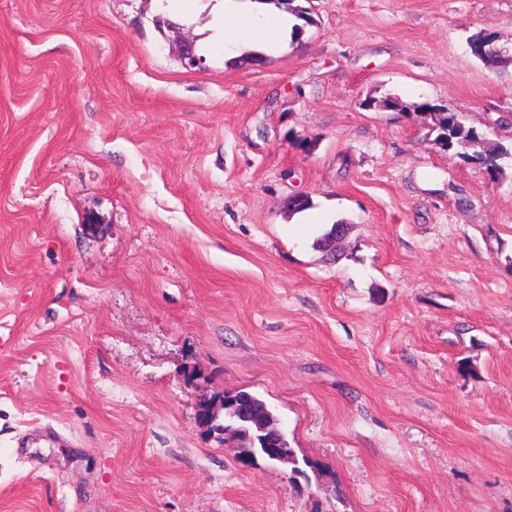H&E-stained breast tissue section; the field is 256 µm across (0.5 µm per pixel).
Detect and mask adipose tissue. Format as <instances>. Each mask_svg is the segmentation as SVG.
<instances>
[{"label":"adipose tissue","instance_id":"1","mask_svg":"<svg viewBox=\"0 0 512 512\" xmlns=\"http://www.w3.org/2000/svg\"><path fill=\"white\" fill-rule=\"evenodd\" d=\"M211 16V35L203 49L223 52L228 58L242 48L256 56L276 51L296 23L292 15L266 0H214Z\"/></svg>","mask_w":512,"mask_h":512}]
</instances>
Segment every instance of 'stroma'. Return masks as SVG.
I'll return each mask as SVG.
<instances>
[{
	"label": "stroma",
	"instance_id": "stroma-1",
	"mask_svg": "<svg viewBox=\"0 0 512 512\" xmlns=\"http://www.w3.org/2000/svg\"><path fill=\"white\" fill-rule=\"evenodd\" d=\"M296 3L189 71L208 14L0 0V512H512V158L427 130L512 146V0ZM237 391L304 474L202 424ZM484 35H488L484 33ZM476 39L475 35L470 38V45L474 55L485 65L490 71H495L500 64V50L494 43H484L488 38ZM432 109L438 112H429L428 130L431 135L436 133V143L448 150H455L456 154L485 167L490 172H502L499 161L512 157L511 151L501 143L489 140L474 127H466L456 114Z\"/></svg>",
	"mask_w": 512,
	"mask_h": 512
}]
</instances>
